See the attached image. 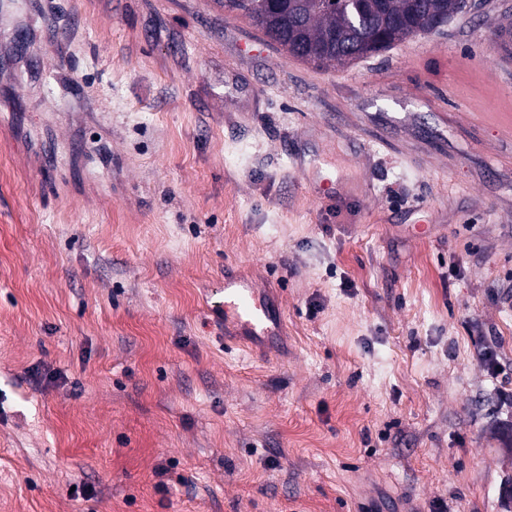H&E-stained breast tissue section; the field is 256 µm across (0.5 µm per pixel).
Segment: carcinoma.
<instances>
[{"instance_id":"carcinoma-1","label":"carcinoma","mask_w":512,"mask_h":512,"mask_svg":"<svg viewBox=\"0 0 512 512\" xmlns=\"http://www.w3.org/2000/svg\"><path fill=\"white\" fill-rule=\"evenodd\" d=\"M285 53L336 68L391 50L463 13V0H218Z\"/></svg>"}]
</instances>
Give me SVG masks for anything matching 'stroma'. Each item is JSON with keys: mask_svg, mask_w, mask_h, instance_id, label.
<instances>
[{"mask_svg": "<svg viewBox=\"0 0 512 512\" xmlns=\"http://www.w3.org/2000/svg\"><path fill=\"white\" fill-rule=\"evenodd\" d=\"M509 22L325 70L216 0H0V512H512ZM224 342L241 337L272 342L281 336L283 316L252 285L224 276Z\"/></svg>", "mask_w": 512, "mask_h": 512, "instance_id": "obj_1", "label": "stroma"}]
</instances>
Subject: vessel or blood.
Here are the masks:
<instances>
[{"mask_svg": "<svg viewBox=\"0 0 512 512\" xmlns=\"http://www.w3.org/2000/svg\"><path fill=\"white\" fill-rule=\"evenodd\" d=\"M221 308L224 312L225 341L236 342L247 338L271 342L282 333L280 311L244 281L225 278Z\"/></svg>", "mask_w": 512, "mask_h": 512, "instance_id": "b4317fda", "label": "vessel or blood"}]
</instances>
